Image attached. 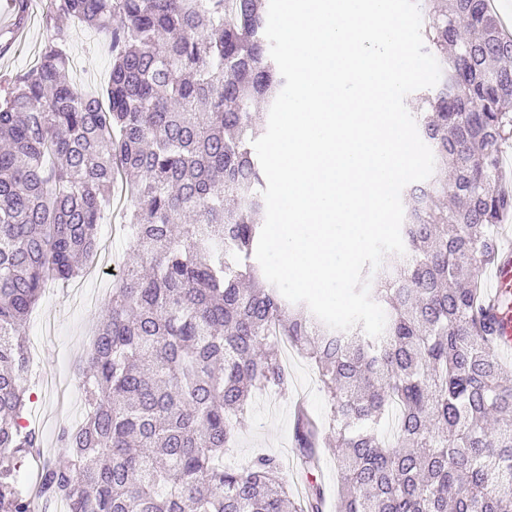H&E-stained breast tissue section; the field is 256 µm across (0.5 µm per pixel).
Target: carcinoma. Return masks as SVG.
Returning a JSON list of instances; mask_svg holds the SVG:
<instances>
[{
	"mask_svg": "<svg viewBox=\"0 0 512 512\" xmlns=\"http://www.w3.org/2000/svg\"><path fill=\"white\" fill-rule=\"evenodd\" d=\"M420 11L442 69L416 113L435 170L407 191L406 254L378 270L387 324L373 339L291 306L252 262L265 209L254 112L285 83L267 0H54L40 61L0 99V512H31L16 459L40 447L19 424L25 321L48 284L80 276L118 188L150 273L127 265L113 282L80 368L86 417L60 429L37 497L71 512H327L325 490L295 496L272 455L223 463L252 392L288 395L281 336L330 399L336 512H512V385L480 293L512 214V34L489 0ZM62 21L109 39L94 93L69 77ZM322 429L297 407L305 471Z\"/></svg>",
	"mask_w": 512,
	"mask_h": 512,
	"instance_id": "carcinoma-1",
	"label": "carcinoma"
}]
</instances>
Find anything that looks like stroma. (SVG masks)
Listing matches in <instances>:
<instances>
[{
	"mask_svg": "<svg viewBox=\"0 0 512 512\" xmlns=\"http://www.w3.org/2000/svg\"><path fill=\"white\" fill-rule=\"evenodd\" d=\"M48 9L49 0H28V17L21 35L10 41L0 35V96L10 90L12 78L38 62L47 42ZM68 39L70 78L88 89H98L112 68L108 41L81 25L69 26ZM128 205L124 194L114 193L98 226V240L110 246L112 265L117 270L124 262L137 258L133 238L123 223ZM111 294V280L81 277L47 288L27 319L25 338L30 366L25 384L29 401L21 424L35 430L41 440L40 447L26 450L16 472L19 484L27 491H34L43 464L56 458L59 430L84 418L79 357L89 345ZM282 362L288 371L287 396L269 389L256 392L225 462L242 465L257 454L268 453L281 461L290 481L301 482L309 476L325 485L328 492H335L339 479L335 449L321 448L319 468L307 475L298 466L294 441L295 404L303 403L312 416L324 420L330 412V401L316 369L298 351H290Z\"/></svg>",
	"mask_w": 512,
	"mask_h": 512,
	"instance_id": "obj_1",
	"label": "stroma"
}]
</instances>
